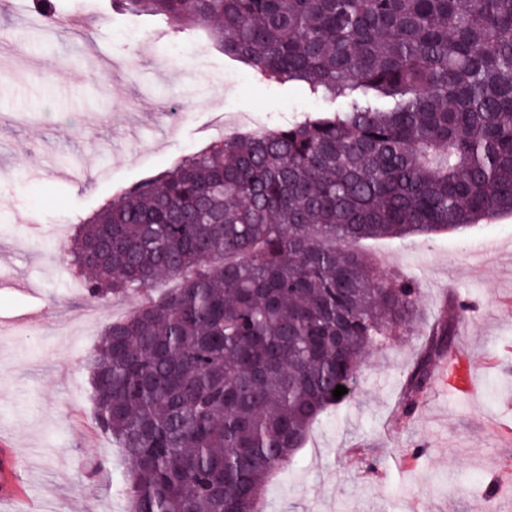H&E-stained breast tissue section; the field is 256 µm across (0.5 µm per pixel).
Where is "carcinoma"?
I'll use <instances>...</instances> for the list:
<instances>
[{"instance_id": "cac0c4a2", "label": "carcinoma", "mask_w": 512, "mask_h": 512, "mask_svg": "<svg viewBox=\"0 0 512 512\" xmlns=\"http://www.w3.org/2000/svg\"><path fill=\"white\" fill-rule=\"evenodd\" d=\"M61 0H33L53 36ZM202 27L232 61L332 112L219 137L136 181L59 245L89 299L182 288L108 325L86 359L95 422L129 461L130 512H262L266 484L355 396L416 288L354 245L512 215V0H111ZM432 330L403 412L456 348ZM348 392L336 399L333 390Z\"/></svg>"}]
</instances>
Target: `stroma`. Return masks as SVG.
I'll return each mask as SVG.
<instances>
[{
	"mask_svg": "<svg viewBox=\"0 0 512 512\" xmlns=\"http://www.w3.org/2000/svg\"><path fill=\"white\" fill-rule=\"evenodd\" d=\"M25 0H0V321L37 309L34 323L0 335V430L32 464L39 512H126L127 464L95 424L84 359L101 330L140 295H112L89 316L80 277L56 254L120 188L204 147L225 115L274 127L316 109L300 90L230 78L199 30L112 14L109 0H68L82 27L48 39L29 32ZM139 40H128L126 27ZM180 121H172V113ZM387 273L418 288L420 318L385 336L362 367L360 390L323 414L304 448L266 491V512H480L498 472L512 468V217L432 239L367 241ZM468 301L457 348L474 388L435 384L411 419L397 401L423 334L446 305ZM426 452L411 459V449Z\"/></svg>",
	"mask_w": 512,
	"mask_h": 512,
	"instance_id": "obj_1",
	"label": "stroma"
}]
</instances>
